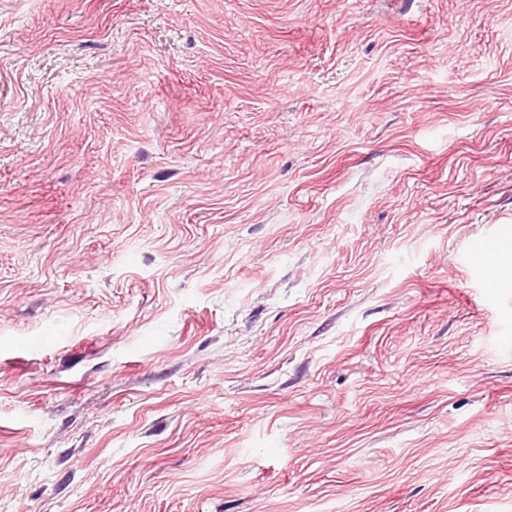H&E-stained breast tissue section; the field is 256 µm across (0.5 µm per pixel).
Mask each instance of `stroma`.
<instances>
[{
  "label": "stroma",
  "instance_id": "stroma-1",
  "mask_svg": "<svg viewBox=\"0 0 512 512\" xmlns=\"http://www.w3.org/2000/svg\"><path fill=\"white\" fill-rule=\"evenodd\" d=\"M510 237L512 0H0V512H512ZM500 246H507L512 249V241L508 240L504 243L499 244ZM499 245L484 246L477 251L479 258H473L478 266L484 268L482 288L488 295H493L496 292L497 278L490 273V268H496L502 271H508L511 268V255L503 252Z\"/></svg>",
  "mask_w": 512,
  "mask_h": 512
}]
</instances>
